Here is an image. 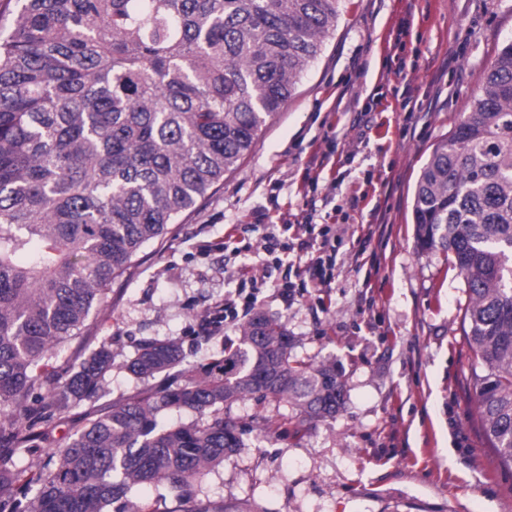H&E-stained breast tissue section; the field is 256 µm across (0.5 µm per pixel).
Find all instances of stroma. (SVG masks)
<instances>
[{
	"label": "stroma",
	"mask_w": 512,
	"mask_h": 512,
	"mask_svg": "<svg viewBox=\"0 0 512 512\" xmlns=\"http://www.w3.org/2000/svg\"><path fill=\"white\" fill-rule=\"evenodd\" d=\"M511 40L512 0H344L335 32L252 151L163 243L139 252L87 329L57 349L52 363L66 372L107 341L114 366L97 398L57 415L23 462L55 456L142 389L123 367L142 341L180 343L184 371L220 357L242 322L208 334L201 324L249 268L257 309L285 325L295 354L342 365L346 403L299 428L269 397L225 405L241 447L205 476L203 494L253 512H512V467L476 412L464 279L442 251L416 248L412 217L433 145ZM308 220L336 229L327 288L306 275L309 256L281 265L259 255L269 225L284 241ZM286 282L288 298L278 292Z\"/></svg>",
	"instance_id": "stroma-1"
}]
</instances>
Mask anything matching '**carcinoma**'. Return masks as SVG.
I'll return each mask as SVG.
<instances>
[{"label":"carcinoma","mask_w":512,"mask_h":512,"mask_svg":"<svg viewBox=\"0 0 512 512\" xmlns=\"http://www.w3.org/2000/svg\"><path fill=\"white\" fill-rule=\"evenodd\" d=\"M343 0H24L0 29V512H145L134 486L164 483L152 512H251L200 496L240 448L224 405L261 393L301 421L336 417L334 361L298 357L257 311L199 374L174 341L124 368L145 387L90 421L56 459L26 466L42 425L94 400L103 342L59 374L52 349L87 328L112 281L238 168L336 30ZM415 244L463 275L462 329L477 414L512 466V40L421 168ZM188 409L209 416L171 425Z\"/></svg>","instance_id":"cac0c4a2"}]
</instances>
